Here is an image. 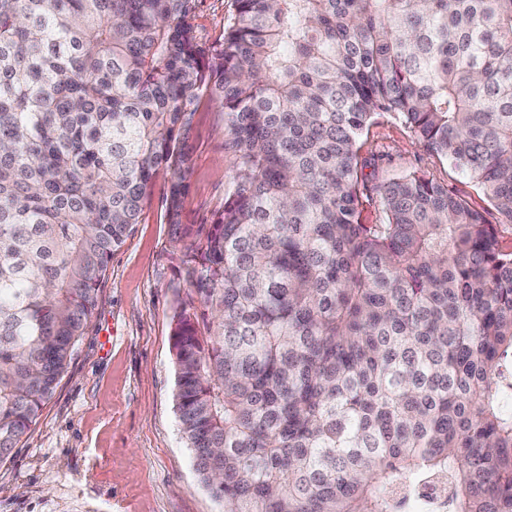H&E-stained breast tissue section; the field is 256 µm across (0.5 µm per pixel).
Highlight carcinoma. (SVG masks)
Returning <instances> with one entry per match:
<instances>
[{
	"label": "carcinoma",
	"instance_id": "obj_1",
	"mask_svg": "<svg viewBox=\"0 0 512 512\" xmlns=\"http://www.w3.org/2000/svg\"><path fill=\"white\" fill-rule=\"evenodd\" d=\"M0 0V462L67 371L112 252L224 109L233 188L182 257L174 400L224 512H512V243L448 184L374 187L404 124L512 224V0ZM234 0H198L192 24L201 45L218 44L234 12ZM367 167L363 170L367 186L364 191L362 220L376 223L380 218L376 194L372 188L382 179L404 170L416 169L472 200L477 206L489 209V204L479 197L473 183L455 170L446 160L426 152L412 133L400 122L389 116L382 117L370 127L363 147Z\"/></svg>",
	"mask_w": 512,
	"mask_h": 512
}]
</instances>
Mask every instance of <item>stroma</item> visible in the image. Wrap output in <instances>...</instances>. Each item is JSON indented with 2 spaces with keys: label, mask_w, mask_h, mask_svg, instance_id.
<instances>
[{
  "label": "stroma",
  "mask_w": 512,
  "mask_h": 512,
  "mask_svg": "<svg viewBox=\"0 0 512 512\" xmlns=\"http://www.w3.org/2000/svg\"><path fill=\"white\" fill-rule=\"evenodd\" d=\"M233 12V0H198L192 24L200 44H218ZM224 141L222 107L202 102L182 144L191 158L184 226L212 223L224 208L233 185ZM363 155L364 223L380 218L374 186L404 170L479 198L468 177L391 117L370 127ZM166 187L158 178L112 254L98 310L54 395L0 463V512H221L199 481L176 414L172 315L188 285L179 227L164 218Z\"/></svg>",
  "instance_id": "obj_1"
}]
</instances>
